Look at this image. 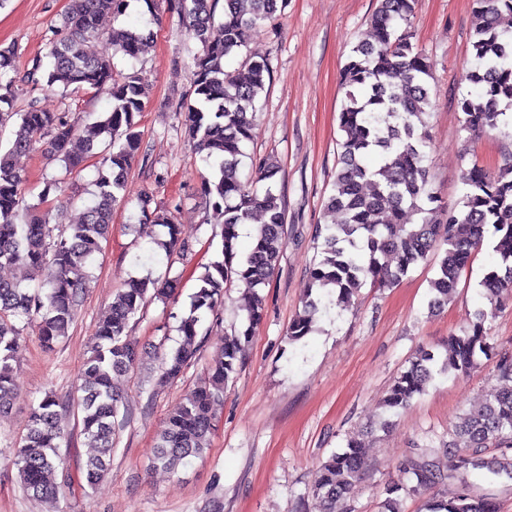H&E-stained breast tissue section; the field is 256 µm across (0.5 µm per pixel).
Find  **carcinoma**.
Returning <instances> with one entry per match:
<instances>
[{
	"instance_id": "cac0c4a2",
	"label": "carcinoma",
	"mask_w": 512,
	"mask_h": 512,
	"mask_svg": "<svg viewBox=\"0 0 512 512\" xmlns=\"http://www.w3.org/2000/svg\"><path fill=\"white\" fill-rule=\"evenodd\" d=\"M416 2L378 0L371 18L372 41L355 46L344 65L345 99L338 115L343 132L340 167L326 202L337 220L316 228L321 259L310 272L314 294L288 328L291 342L313 331L324 296L335 293L345 303L369 279L392 287L438 245L445 250L431 281L430 308H441L489 231L498 236L496 262L482 286L492 304L512 296V167L496 174L479 166L469 168L463 177L467 191L460 211L437 218L444 207L423 166L429 136L422 121L437 90L429 84L432 75L424 53L397 34L399 24L413 16ZM287 3L167 0L168 9L200 45L193 56L191 91L181 108L188 134L209 170L202 178L201 194L206 212L222 225V259L202 265L188 312L180 317L179 346L164 356L162 379L175 382L183 376L202 343L203 317L224 305V288L243 285L249 304L245 327L224 337L218 361L169 414L153 449L156 468L173 471L207 449L215 406L240 371L243 345L263 318L260 289L287 244L285 201L275 185L277 163L269 157L255 160L265 182L260 189L240 178L243 147L255 137L256 103L271 80L267 59L247 56L243 50L252 31L272 22ZM220 4L223 16L218 21ZM472 5L479 20L472 43L476 63L468 73L473 90L458 100V106L464 129L481 134L512 122V0H472ZM129 6L130 0H69L61 25L52 31L48 61L32 59L23 75L34 85L65 94H90L107 87L111 106L101 120L86 127L76 113L50 112L33 102L20 113L11 146L0 152V266L24 268L38 281L31 290L0 279V418L11 412L16 400L13 362L23 332L16 320L38 321L39 336L48 348L68 335L86 288L84 268L102 250L112 212L126 196L127 174L141 149L139 117L147 109L149 93L138 73L117 69L113 57L142 58L153 47L154 32L147 24L123 23L108 32L100 27L103 16L110 14L116 22ZM93 41L104 44L97 55L83 50ZM18 72L16 49L0 47V123L12 117L9 109L17 95ZM101 137L107 139L102 155ZM38 143L69 171L99 158L95 197L80 223L63 229L50 224L49 214L39 208L23 205L25 177L13 158ZM138 202L142 223L167 229L168 240L159 247L168 253L191 252L171 211L151 207L153 195L147 190L141 191ZM256 220L250 248L242 255L239 228ZM178 288L175 277L162 283L134 278L117 291L99 321L75 400L81 434L96 449L82 464L90 486L108 474L115 447L121 395L112 378L129 371L139 358L129 334L130 321L149 301L175 298ZM487 316L481 313L471 332L449 337L445 356L419 351L392 386L387 405L395 411L406 408L435 374L465 373L477 354H488ZM497 372V391L448 434L449 472L424 457L413 462L405 471L406 481L386 488L381 512H400L393 494L414 493L446 479L459 481L461 490L452 499L433 504L429 512H496L491 501L470 492L465 476L481 468L512 475V359H501ZM58 407L51 395L32 406L15 445L20 481L35 498L64 493L66 479L58 454L64 430ZM491 446L500 455L487 461L483 452ZM365 467V448L357 441L333 454L312 490L316 512H336V502L351 497Z\"/></svg>"
}]
</instances>
